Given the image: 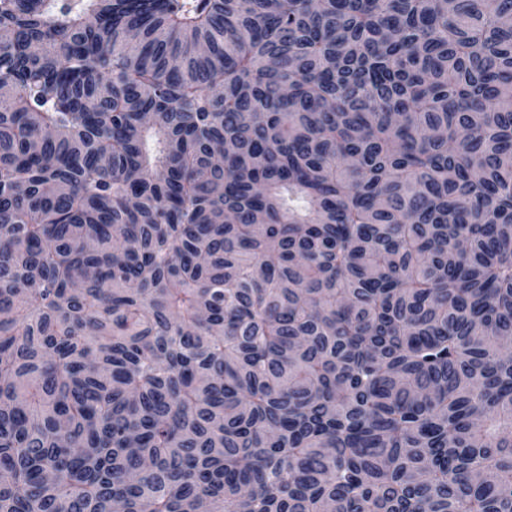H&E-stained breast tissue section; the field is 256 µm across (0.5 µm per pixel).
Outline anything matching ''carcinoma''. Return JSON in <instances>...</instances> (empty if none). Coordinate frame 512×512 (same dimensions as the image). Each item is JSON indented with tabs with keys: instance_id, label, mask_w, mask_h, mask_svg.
Here are the masks:
<instances>
[{
	"instance_id": "carcinoma-1",
	"label": "carcinoma",
	"mask_w": 512,
	"mask_h": 512,
	"mask_svg": "<svg viewBox=\"0 0 512 512\" xmlns=\"http://www.w3.org/2000/svg\"><path fill=\"white\" fill-rule=\"evenodd\" d=\"M0 30V512H512V0Z\"/></svg>"
}]
</instances>
